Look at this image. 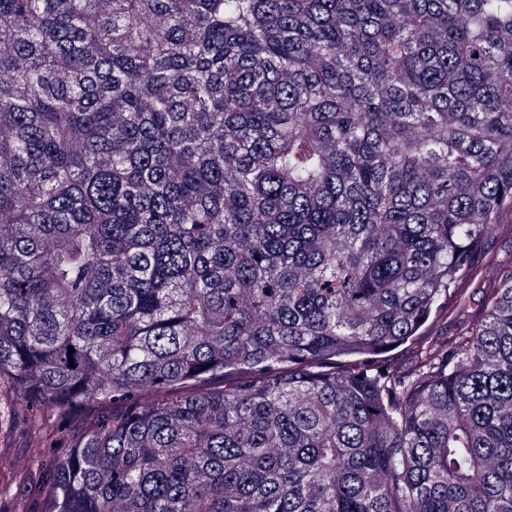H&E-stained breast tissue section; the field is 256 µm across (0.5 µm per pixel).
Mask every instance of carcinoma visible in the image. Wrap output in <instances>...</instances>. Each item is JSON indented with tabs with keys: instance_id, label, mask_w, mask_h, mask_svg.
I'll return each mask as SVG.
<instances>
[{
	"instance_id": "1",
	"label": "carcinoma",
	"mask_w": 512,
	"mask_h": 512,
	"mask_svg": "<svg viewBox=\"0 0 512 512\" xmlns=\"http://www.w3.org/2000/svg\"><path fill=\"white\" fill-rule=\"evenodd\" d=\"M506 207L512 0H0L4 512H512ZM496 223L479 245L468 278L448 296V307L444 304L423 329L420 342L382 355L374 362V368H410L419 345L451 351L456 341L468 336L484 320L494 288L499 287L503 274L512 272V209L501 211ZM4 430L1 431V447H9L8 452L19 466V468L25 469L28 467L31 459L36 457V452L29 448V443L19 434L14 435V437L10 440V442L5 441L4 439Z\"/></svg>"
}]
</instances>
